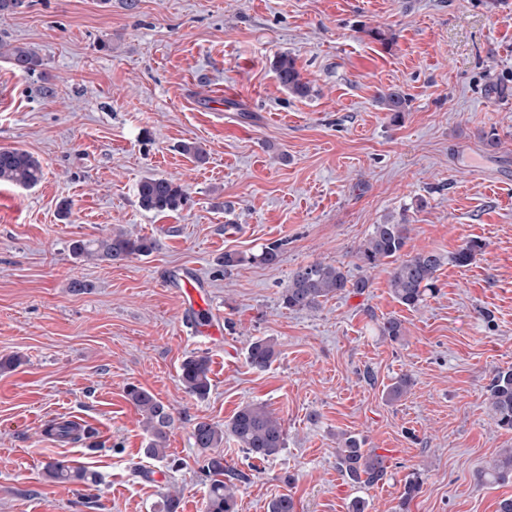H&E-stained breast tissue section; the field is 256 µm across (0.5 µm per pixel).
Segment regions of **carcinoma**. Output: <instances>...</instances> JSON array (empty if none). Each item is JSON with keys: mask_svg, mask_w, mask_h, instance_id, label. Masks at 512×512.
Segmentation results:
<instances>
[{"mask_svg": "<svg viewBox=\"0 0 512 512\" xmlns=\"http://www.w3.org/2000/svg\"><path fill=\"white\" fill-rule=\"evenodd\" d=\"M0 59L15 70L33 73L40 66L37 52L27 46L14 45L0 38ZM280 86L298 98H307L313 92L310 81L303 78L296 59L288 53L278 54L273 61ZM379 103L397 120L407 105L406 95L398 89L382 91ZM42 163L33 154L20 148H0V184L23 189L37 186L43 179ZM137 198L142 210L150 213H169L182 210L188 202L185 187L172 177L150 176L137 186ZM410 232L406 215L393 222L373 225L368 238L357 248L356 258L368 272L381 265H390L389 284L394 297L408 308L420 306L431 290L435 275L444 263L443 255L435 251H421L402 257ZM157 247L147 236H132L121 229L96 239L76 240L70 246L75 259L121 263L135 256H146ZM483 250L482 243L470 241L455 252L449 261L466 266ZM370 287V278L363 275L352 278L342 268L322 263L298 267L290 276L288 286L280 296L283 308L292 312L315 311L325 300L343 294H363ZM381 334L391 340L404 335L403 323L388 318L380 325ZM278 351L271 338H257L247 348V360L256 369H266L276 359ZM210 360L192 353L184 358L179 368V380L189 395L198 399L208 396L211 389ZM413 385L412 377L404 374L387 387L386 398L398 401ZM128 400L143 418L149 441L145 454L150 458L167 457L168 431L173 423L171 408L141 386L131 385L126 390ZM485 402L494 424L503 430H512V369L499 370L487 386ZM194 445L210 451L204 471L210 484L205 498L204 512H237L236 482L242 475L224 463V438H232L252 459L264 461L277 455L285 446V433L272 411L260 403L243 405L233 417L216 424L199 418L193 425ZM336 465L342 475L354 485L374 486L387 474L386 459L352 435L338 439ZM46 477L62 483L79 481L86 487L96 486V478L73 461L51 459L44 464ZM512 481V448L503 450L478 475L480 483Z\"/></svg>", "mask_w": 512, "mask_h": 512, "instance_id": "1", "label": "carcinoma"}]
</instances>
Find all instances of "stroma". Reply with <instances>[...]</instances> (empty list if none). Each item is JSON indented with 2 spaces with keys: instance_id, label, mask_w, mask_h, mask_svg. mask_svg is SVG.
<instances>
[{
  "instance_id": "35a3bbf8",
  "label": "stroma",
  "mask_w": 512,
  "mask_h": 512,
  "mask_svg": "<svg viewBox=\"0 0 512 512\" xmlns=\"http://www.w3.org/2000/svg\"><path fill=\"white\" fill-rule=\"evenodd\" d=\"M374 27L391 42L366 36ZM0 37L42 60L31 75L0 61V147L45 169L35 188L0 184V358H22L0 371V512H161L170 495L179 512H203L193 424L251 402L281 418L286 446L260 462L225 439L247 476L238 512H267L281 494L296 512H349L357 497L368 512H403L412 475L420 490L404 512H497L512 497V482L476 479L512 448L485 406L495 372L512 368V0H26L0 15ZM282 52L309 97L279 85ZM47 80L54 95L39 91ZM392 87L409 99L396 122L378 102ZM191 141L205 162L180 151ZM148 176L178 179L188 206L143 211ZM402 213L405 254L447 258L415 309L393 296L386 267L363 272L354 256L373 225ZM116 228L157 250L114 265L71 257L72 241ZM470 240L481 254L452 263ZM272 243L279 263L256 262ZM227 252L242 263L224 268ZM314 262L371 286L313 312L283 308L291 273ZM189 272L224 315L222 340L184 323ZM390 317L400 340L379 332ZM258 337L277 344L264 370L247 361ZM193 352L211 362L203 400L179 381ZM403 374L410 393L386 400ZM132 384L172 409L166 459L143 453ZM72 416L91 434L41 435ZM344 433L386 457L383 481L342 476ZM51 457L83 462L97 486L49 480Z\"/></svg>"
}]
</instances>
